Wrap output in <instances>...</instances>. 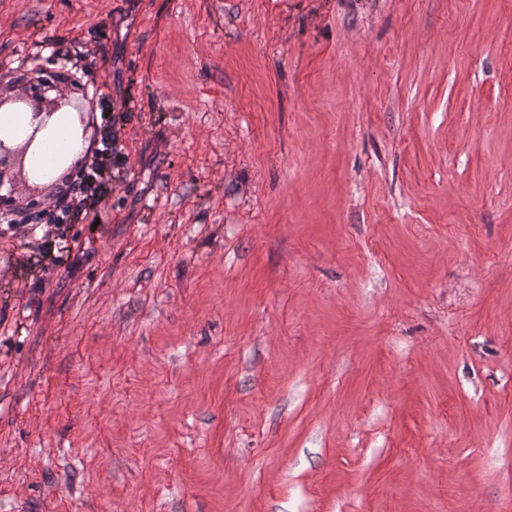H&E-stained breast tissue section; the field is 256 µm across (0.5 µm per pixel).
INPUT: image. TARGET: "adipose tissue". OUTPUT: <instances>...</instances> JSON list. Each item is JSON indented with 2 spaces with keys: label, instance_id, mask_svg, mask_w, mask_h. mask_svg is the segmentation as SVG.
Returning <instances> with one entry per match:
<instances>
[{
  "label": "adipose tissue",
  "instance_id": "adipose-tissue-1",
  "mask_svg": "<svg viewBox=\"0 0 512 512\" xmlns=\"http://www.w3.org/2000/svg\"><path fill=\"white\" fill-rule=\"evenodd\" d=\"M88 149L78 114L63 107L44 119L24 103L0 107V155L23 152L31 183L47 185L70 169Z\"/></svg>",
  "mask_w": 512,
  "mask_h": 512
}]
</instances>
